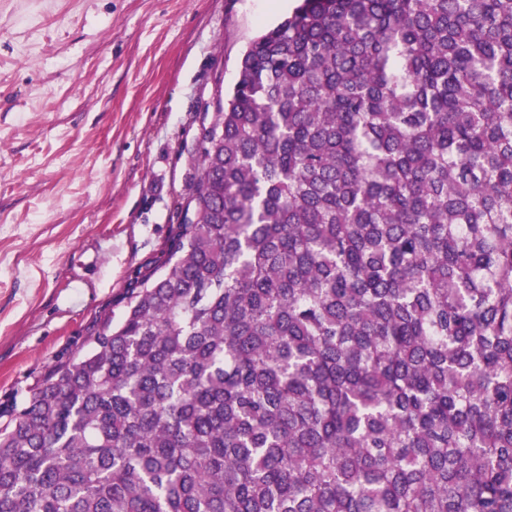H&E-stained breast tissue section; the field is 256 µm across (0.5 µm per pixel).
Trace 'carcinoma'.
<instances>
[{
	"label": "carcinoma",
	"mask_w": 512,
	"mask_h": 512,
	"mask_svg": "<svg viewBox=\"0 0 512 512\" xmlns=\"http://www.w3.org/2000/svg\"><path fill=\"white\" fill-rule=\"evenodd\" d=\"M197 162L0 512H512V0H301Z\"/></svg>",
	"instance_id": "obj_1"
}]
</instances>
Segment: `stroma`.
I'll use <instances>...</instances> for the list:
<instances>
[{
    "label": "stroma",
    "mask_w": 512,
    "mask_h": 512,
    "mask_svg": "<svg viewBox=\"0 0 512 512\" xmlns=\"http://www.w3.org/2000/svg\"><path fill=\"white\" fill-rule=\"evenodd\" d=\"M296 0H0V407L119 320L203 116Z\"/></svg>",
    "instance_id": "obj_1"
}]
</instances>
